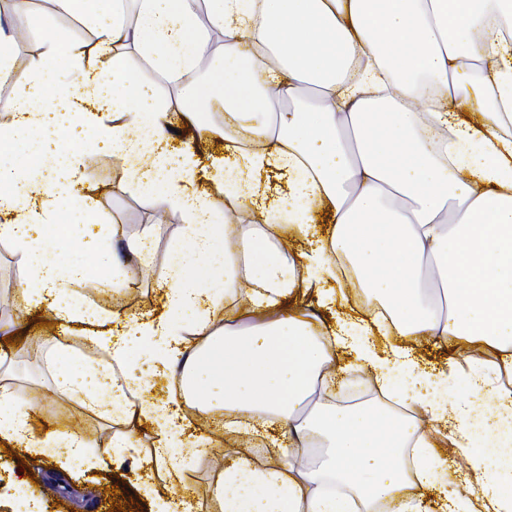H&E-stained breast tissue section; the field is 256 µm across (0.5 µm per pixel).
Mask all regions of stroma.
<instances>
[{"label":"stroma","instance_id":"35a3bbf8","mask_svg":"<svg viewBox=\"0 0 512 512\" xmlns=\"http://www.w3.org/2000/svg\"><path fill=\"white\" fill-rule=\"evenodd\" d=\"M41 12L38 0H29L22 10L16 8L14 0H0V15L10 18L19 33L9 45L15 60L13 75L9 81L0 83V127L9 121L7 102L31 79L30 60L41 52L49 34L63 35L73 41L87 38L85 30L66 16L58 18L54 31H47ZM201 118L209 129L208 134H200L194 126L185 127L181 130V140L192 142L196 153L204 160L222 158L225 144L223 110L214 102H205ZM64 147L76 154H93L97 164L93 195L105 221L120 222L129 237L138 236L147 229L152 231L151 263L143 265L133 260L125 268L131 288L123 304L132 313L140 312L146 302L158 306L166 277L159 264L167 249L184 231L182 212L170 207L163 196L142 192L129 181L120 162L111 155L95 152L93 145L69 139ZM25 280L26 271L19 254L10 243L0 244V317L20 320L15 342L21 353L12 367V387L29 408L35 430H75L89 437L113 433L115 424L96 417L77 403L57 398L52 392V370L46 353L28 351L30 336L36 334L47 339L54 335L55 328L44 325L43 314L15 308L13 299L21 293ZM382 392L380 384L366 373L349 379L344 387L319 386L312 399L322 402L331 394L336 401L352 404L377 399ZM185 412L189 425L197 432L210 435L213 445L204 453L186 455L183 484L190 494L193 512H216L212 498L215 482L224 467L232 464L234 449L249 445L251 432L244 423L234 432H225L222 415L204 416L191 401L187 402ZM145 466V456H121L115 459L107 475L90 481L75 474L64 486L53 478L59 469L53 449L32 456L19 448H5L0 450V486L13 485L24 492L26 498L41 500L45 512H153L155 492L167 491L168 486L161 478L151 485L140 481Z\"/></svg>","mask_w":512,"mask_h":512}]
</instances>
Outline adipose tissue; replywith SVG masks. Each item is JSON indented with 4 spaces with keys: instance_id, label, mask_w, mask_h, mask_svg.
Wrapping results in <instances>:
<instances>
[{
    "instance_id": "1",
    "label": "adipose tissue",
    "mask_w": 512,
    "mask_h": 512,
    "mask_svg": "<svg viewBox=\"0 0 512 512\" xmlns=\"http://www.w3.org/2000/svg\"><path fill=\"white\" fill-rule=\"evenodd\" d=\"M123 2L50 0L46 28L65 13L96 41L47 38L8 105L0 158L23 145L38 158L24 173L0 165V241L20 254L27 306L65 328L52 339L55 392L124 429L37 434L0 377V443L101 470L140 452L137 424L149 420L148 463L175 485L181 449L207 447L185 432L182 400L196 396L201 409L321 450L318 465L296 469L236 449L214 487L221 512H512V0H135L130 16ZM131 49L172 78L208 59V81L186 99L224 104L230 157L213 172L191 146L172 148L170 107L127 67ZM103 57L111 76L96 65ZM67 138L108 150L144 192L182 211L161 313L101 305L125 290L126 255L152 253L154 239L147 230L109 247L123 229L99 222L95 165L64 151ZM269 170L286 176L283 192L262 189ZM235 211L257 225L229 222ZM290 238L297 254L280 247ZM342 258L376 306L329 324L292 307L311 293L330 301ZM86 291L97 303L81 304ZM232 295L255 319L248 329L223 325ZM73 330L98 360L67 366ZM148 336L161 347L153 369L179 386L158 402L136 373ZM465 339L494 357L460 372L417 353L423 341ZM339 352L351 362L335 363ZM368 371L402 413L312 402L316 382ZM447 385L451 406L438 398ZM474 426L487 443L460 485L450 451L469 449ZM491 457L501 461L493 477Z\"/></svg>"
}]
</instances>
